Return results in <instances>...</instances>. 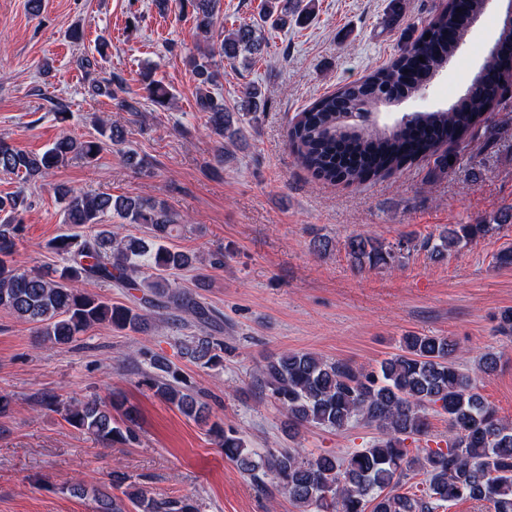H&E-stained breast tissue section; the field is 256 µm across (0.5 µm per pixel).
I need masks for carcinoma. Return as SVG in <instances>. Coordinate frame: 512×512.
<instances>
[{
	"instance_id": "1",
	"label": "carcinoma",
	"mask_w": 512,
	"mask_h": 512,
	"mask_svg": "<svg viewBox=\"0 0 512 512\" xmlns=\"http://www.w3.org/2000/svg\"><path fill=\"white\" fill-rule=\"evenodd\" d=\"M179 6L183 13L192 9L197 30L210 32L217 0H179ZM484 9V0H448L424 33L387 66L321 96L298 113L290 142L302 165L317 180L330 184H361L420 159L433 161L435 173H447L457 161L449 147H463L473 139L488 121L500 90L512 85V62L490 55L486 75H475L468 93L444 110L415 114L404 127L356 124L347 117L376 91L404 96L432 80ZM304 14L293 0H266L261 23L241 24L219 45L187 59L196 81L198 111L206 114L213 135L233 143L245 139L224 108V99L211 91L222 77L215 56L234 61L259 54L264 41L260 24L282 26L288 17L299 21ZM427 33L431 37H425ZM141 82L150 101L161 107L168 103V88L152 72H144ZM119 91H124L123 79L117 74L89 84L91 95L117 101L122 111H138V101L117 98ZM264 104L261 87L244 88L241 109L258 112ZM97 133L88 140L62 135L40 154L0 140V172L16 176L24 185L73 159L93 163L105 142L118 145L125 139L123 129L107 120L99 122ZM56 194L64 203L63 223L69 231L48 242L47 248L61 264L47 273L27 269L13 259L16 241L24 232V188L0 195L1 309L34 324L37 335L53 345L69 344L96 325L146 333L158 309L180 312L203 329L217 324L218 313L174 278L181 271L201 270V261L169 246L180 224L164 203L105 192L85 195L72 188H58ZM112 213L125 224L143 226L147 236H122L112 230L104 223ZM511 221L512 213L502 211L482 224H454L421 246L442 258ZM346 249L358 268H391L404 259L403 244L393 246L373 238H351ZM92 280L140 291L142 304H114L90 293L83 284ZM181 353L204 367L218 368L224 363V341L212 335L193 336L182 344ZM142 356L154 369L144 382L155 395L188 418L202 417L205 404L198 401L199 392L179 385L170 362L157 354ZM461 359V350L450 337L417 333L402 337L401 352L382 359L371 371L307 352L284 351L267 358L258 368L259 376L288 418V438H295L306 426L341 431L362 422L378 430L369 446L346 456H312L298 447L250 448L237 431L218 423L212 432L227 459L259 485H265L267 478L275 482L298 512H438L463 498L486 503L491 512H512V423L500 418L477 392L478 380L495 369L497 357L488 352L473 367ZM42 403L63 412L70 425L105 448L139 442L138 410L115 396L68 403L46 396ZM429 409L448 416V435L436 447L419 448L411 456L404 443L427 433ZM410 472L425 476V487L418 494L401 491L402 479ZM110 477L112 488L127 487L123 496L83 483L71 485L70 491L92 495L96 512H126L128 502L136 512H197L187 498L148 496L129 484L120 469L112 470Z\"/></svg>"
}]
</instances>
